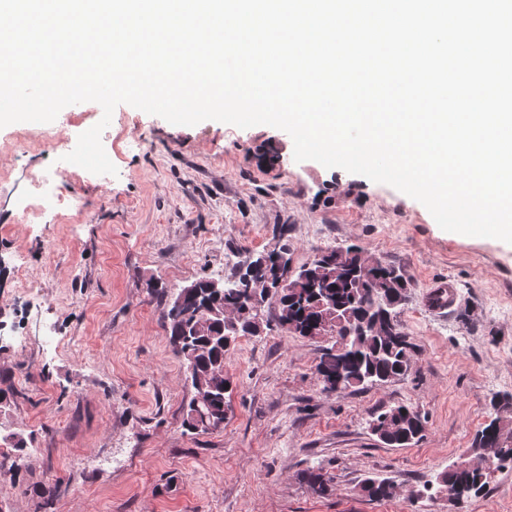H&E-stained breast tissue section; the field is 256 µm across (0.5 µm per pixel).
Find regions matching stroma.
Instances as JSON below:
<instances>
[{
    "instance_id": "1",
    "label": "stroma",
    "mask_w": 512,
    "mask_h": 512,
    "mask_svg": "<svg viewBox=\"0 0 512 512\" xmlns=\"http://www.w3.org/2000/svg\"><path fill=\"white\" fill-rule=\"evenodd\" d=\"M0 128V436L26 452L0 473V512H512V467L450 505L437 479L469 450L493 396L512 394V244L442 230L395 188L295 161L283 130L206 120L173 125L118 105L101 140L117 175L83 172L80 212L24 223L30 173L58 152ZM279 161H270V153ZM287 235H280V228ZM355 242L400 267L399 320L415 347L402 379L328 392L320 343L271 325L224 359L232 381L222 430L182 425L191 389L161 318L162 294L231 276L252 254L289 245L294 265ZM24 268L38 289L24 293ZM447 312L425 306L441 276ZM405 404L425 421L408 447L371 431ZM322 467L324 494L300 477ZM386 480L394 494L365 496Z\"/></svg>"
}]
</instances>
